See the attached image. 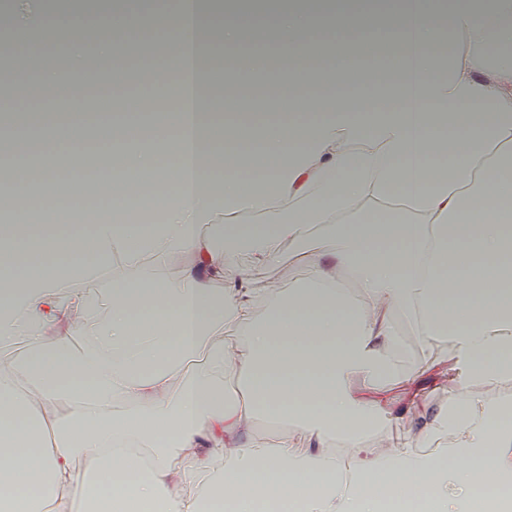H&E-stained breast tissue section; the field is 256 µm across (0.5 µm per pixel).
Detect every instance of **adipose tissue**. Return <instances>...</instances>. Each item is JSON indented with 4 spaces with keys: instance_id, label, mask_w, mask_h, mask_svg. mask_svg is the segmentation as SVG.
<instances>
[{
    "instance_id": "obj_1",
    "label": "adipose tissue",
    "mask_w": 512,
    "mask_h": 512,
    "mask_svg": "<svg viewBox=\"0 0 512 512\" xmlns=\"http://www.w3.org/2000/svg\"><path fill=\"white\" fill-rule=\"evenodd\" d=\"M209 0H180L157 28L175 53L144 60L176 71L182 113L171 135L147 139L130 118L87 125L80 96L55 111L56 69L28 58L40 118L31 138L79 139L108 149L130 187L96 224L60 216L53 170L41 187L22 172L9 195L30 196L0 225V345L26 344L0 379V512H382L383 501L420 512H512V496L474 499L478 483L512 475V0L477 16L471 0H415L382 21L401 61L367 85L310 77L265 57L286 118L224 115V136L199 120L211 110L215 43L234 47L245 15L202 28ZM444 15L447 57L427 47ZM369 11L285 5L256 16L283 46L308 32L357 31ZM56 26L71 83L106 69L109 39L94 49ZM162 183L161 223L126 209L133 186ZM224 252L202 228L217 213ZM306 264L299 283L256 286L225 274L230 255L255 265ZM186 256L177 272L173 257ZM349 273L354 287L340 286ZM425 353L400 367L398 320ZM63 326L66 335L49 338ZM243 342L224 350L215 337ZM240 380L237 393L224 391ZM448 391L428 401L430 385ZM288 424L300 440L256 443L257 418ZM415 441L369 450L392 419ZM341 439L349 454L327 453ZM433 487L420 500L423 487Z\"/></svg>"
}]
</instances>
